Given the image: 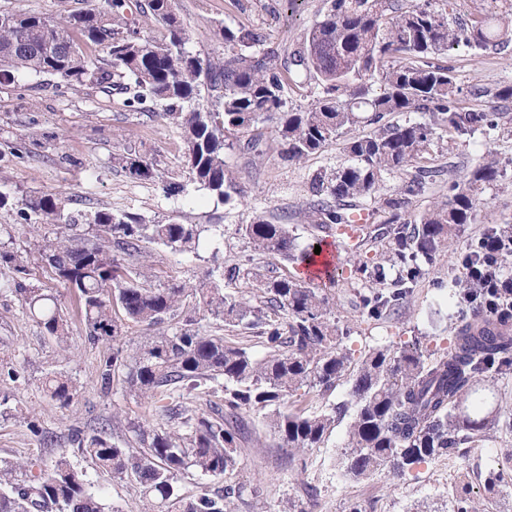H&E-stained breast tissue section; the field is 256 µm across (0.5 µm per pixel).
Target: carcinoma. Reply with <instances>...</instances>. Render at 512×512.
I'll return each instance as SVG.
<instances>
[{
    "mask_svg": "<svg viewBox=\"0 0 512 512\" xmlns=\"http://www.w3.org/2000/svg\"><path fill=\"white\" fill-rule=\"evenodd\" d=\"M458 0H326L325 11L305 34L299 50L281 55L250 27L224 25L217 37L224 57L201 55L175 9V0H108V9L61 14L0 11V81L23 74H49L58 86H117L129 111H147L181 131L183 168L188 182L227 203L240 193L229 176L224 150L249 134L240 149L261 156L276 145L282 159L301 162L342 142L350 164L312 177L317 195L309 223L330 233L350 222L337 201L370 199L376 223L355 228L345 244L354 257L351 273L369 288L361 296L363 312L382 319L412 301L426 274L423 263L442 253L458 256L462 273L448 281L449 295L469 304L455 326L454 352L431 357L417 344L393 349L377 346L353 361L344 348L348 330L336 320L330 294L311 280L291 274L266 277L251 269L246 278L263 304L227 291L219 279L207 286L151 283L142 271L124 272L123 257L156 243L192 252L201 230L196 224L146 219L110 208L73 210L66 192L29 196L17 215L26 224H50L53 239L37 245V254L55 278L81 303L86 335L97 341L123 336L124 322L148 328L194 299L191 316L171 334L151 336L127 355L120 346L103 360L101 387L127 369L129 391L147 403L167 401L165 416L178 422L169 430H145L130 423L136 448L111 441L103 429L89 437L76 434L77 450L106 473L132 476L150 500L152 512H232L241 485L221 496L203 490L179 493L180 476L189 469L221 477L239 466L238 416L243 410H269L280 447L294 455L324 444L336 415L351 413L341 464L354 480L388 469L403 476L429 459L450 455L462 444H478L499 423V409L483 393L490 364L512 368V288L494 302L483 297L493 272L512 279V224H495L458 253L461 228L475 221L477 192L500 181L506 164L489 150L474 159L460 181H448V194L407 219L412 198L425 192L440 173L431 165L434 138L448 143L479 131L493 141L512 134V117L498 105L459 98L453 69L434 62L463 46L474 55L512 39V0H484L467 18L457 16ZM104 55L106 66H92L87 51ZM317 80L320 92L304 110L287 106L285 90L297 85L298 70ZM419 112L423 121L402 123L389 116ZM272 125V141L258 124ZM112 163L133 176L152 178L154 163L129 152ZM411 177L393 192L379 195L387 176ZM87 229H81V226ZM254 252L292 264L311 263L322 241L298 250L286 224L256 216L240 226ZM368 240L373 258L360 260ZM30 252L0 246V289L20 298L43 332L65 345L68 321L58 299L28 282ZM395 271L386 282L385 268ZM213 318L245 333L240 341L209 336L199 321ZM268 350L258 360L247 343ZM224 384H218L219 379ZM348 379L347 400L319 412L296 406L312 391L329 392ZM44 390L62 406L73 386L62 374L45 378ZM221 396L224 414L189 410L174 403L194 393ZM469 490L456 486L448 512H471ZM0 512H105L102 494L87 487L82 471L62 455L33 470L0 460Z\"/></svg>",
    "mask_w": 512,
    "mask_h": 512,
    "instance_id": "obj_1",
    "label": "carcinoma"
}]
</instances>
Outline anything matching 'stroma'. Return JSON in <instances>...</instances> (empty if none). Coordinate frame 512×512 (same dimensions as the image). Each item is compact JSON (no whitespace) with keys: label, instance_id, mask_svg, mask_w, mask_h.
Masks as SVG:
<instances>
[{"label":"stroma","instance_id":"1","mask_svg":"<svg viewBox=\"0 0 512 512\" xmlns=\"http://www.w3.org/2000/svg\"><path fill=\"white\" fill-rule=\"evenodd\" d=\"M106 0H0V10L36 13L46 18L61 13L102 10ZM176 12L188 28L195 51H219L217 30L223 25L263 29L269 47L298 50L305 32L323 16V0H176ZM457 74L462 99H471L475 88L488 91L512 83V44L474 56L466 48L452 50L443 58ZM55 133L44 144L39 133ZM8 141L24 149V159L0 155V189L15 201L36 192L65 189L74 209L93 211L103 207L128 210L155 221L176 219L202 229L199 247L179 253L152 244L142 259L156 283L205 281L216 268L259 267L268 275L292 273L291 264L253 254L240 231L255 216L288 225L299 247L315 243L320 232L307 220L312 200L311 178L320 170L345 164L341 145H333L303 163L284 162L276 151L255 157L234 148L226 151L230 175L241 187L240 196L222 204L206 191L194 188L179 195L163 190V177L182 169L179 129L169 121L123 108L121 97L95 86L62 89L56 77L27 76L16 84L0 85V143ZM493 145L502 158H512V137L487 142L482 133L448 144L434 143L431 153L443 175L425 193L414 197L413 211H421L448 190L449 178H462L466 166ZM127 151L146 156L155 164L158 178L145 180L115 167L112 156ZM475 223L466 225L461 244H469L487 227L512 222V173L484 188ZM53 226L19 223L16 212L0 211V242L30 248L52 236ZM29 281L51 291L61 301L69 324L66 346L45 336L22 302L11 293H0V367L22 369L20 380L7 393L10 416H0V458L42 466L67 456L84 471L91 485L102 486L103 501L113 512H147L139 484L126 476L108 477L95 463L74 449V431L92 435L107 426L111 440L131 446L136 438L130 421L152 424L156 412L134 397L123 376L112 378L108 391L100 389V365L111 355L112 342L89 341L78 298L54 279L40 260H32ZM455 274L447 256H439L415 288L414 298L399 315L379 320L362 313L361 287L351 281L350 266L340 263L335 283V313L349 335L346 347L353 355L383 345L401 347L419 342L428 350L448 351L452 330L462 301L448 295V280ZM61 373L70 378L74 398L60 407L43 390L45 375ZM497 396L503 425L471 448L452 457H438L420 464L406 476L382 471L372 478L353 481L338 466L346 440L349 418L338 419L323 447L309 450L302 459L289 458L268 425L264 414H242L245 434L240 465L233 474L209 477L190 470L179 486L191 496L199 488L223 493L225 485L240 484L245 491L235 501L234 512H289L291 506L315 501L314 512H443L448 494L459 480L469 482L475 502L484 498L488 472L500 474L504 494L493 512H512V370L489 372L485 381Z\"/></svg>","mask_w":512,"mask_h":512}]
</instances>
